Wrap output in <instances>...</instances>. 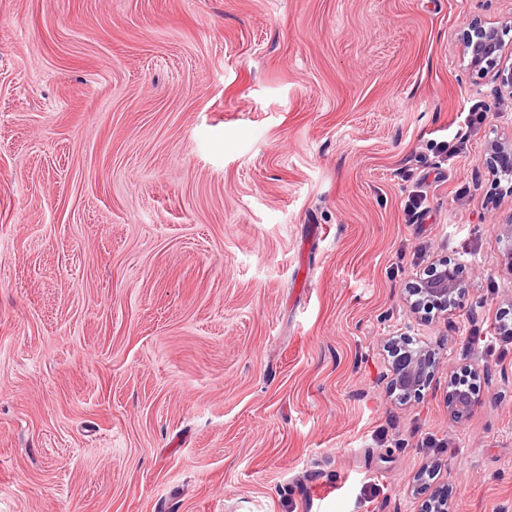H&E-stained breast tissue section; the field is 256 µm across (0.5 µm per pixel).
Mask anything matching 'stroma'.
<instances>
[{"mask_svg":"<svg viewBox=\"0 0 512 512\" xmlns=\"http://www.w3.org/2000/svg\"><path fill=\"white\" fill-rule=\"evenodd\" d=\"M476 20L512 0H0V512H512ZM439 259L466 293L424 320ZM465 289L457 268L444 261L420 274L413 286L406 289V302L415 314H428L430 309L432 312L433 308H437L450 315ZM396 347L401 355L396 357L392 367L390 387L392 393L398 391L401 399H407L419 394L424 388L429 370L435 363V353L420 347H410L407 342ZM476 383H471L465 389L452 391L448 401V414L454 422L468 420L474 413L476 405Z\"/></svg>","mask_w":512,"mask_h":512,"instance_id":"stroma-1","label":"stroma"}]
</instances>
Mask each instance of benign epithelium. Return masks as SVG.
I'll return each mask as SVG.
<instances>
[{
  "label": "benign epithelium",
  "instance_id": "7a95c632",
  "mask_svg": "<svg viewBox=\"0 0 512 512\" xmlns=\"http://www.w3.org/2000/svg\"><path fill=\"white\" fill-rule=\"evenodd\" d=\"M512 28L507 25L485 26L472 23L461 35L463 55L469 57V67L478 78L491 77L499 88L512 98V64H501L506 55L504 35ZM490 164L496 183L506 182L504 191L512 195V141H494L489 146ZM503 243L504 264L512 270V224L498 227ZM466 285L460 279L456 267L440 262L419 275L412 287L406 289V302L415 314L426 313L433 308L452 314ZM401 351L392 367L391 390L402 399L418 394L424 388L429 370L435 363V353L405 342L397 347ZM473 383L465 389L455 390L448 401L451 420L462 422L474 413L478 368L469 369Z\"/></svg>",
  "mask_w": 512,
  "mask_h": 512
}]
</instances>
